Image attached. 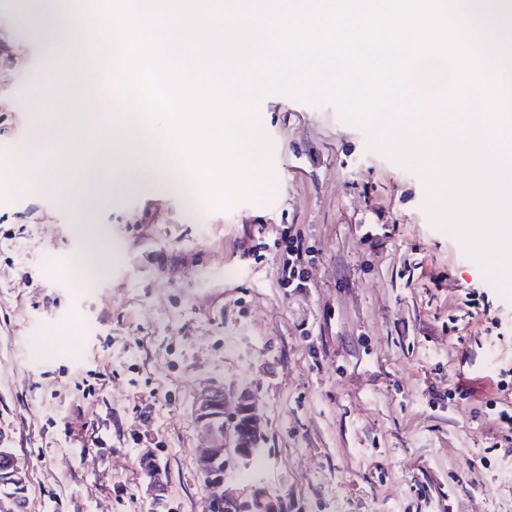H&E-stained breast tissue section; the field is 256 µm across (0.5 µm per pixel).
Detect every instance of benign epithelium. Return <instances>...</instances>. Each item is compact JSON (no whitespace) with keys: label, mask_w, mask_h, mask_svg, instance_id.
<instances>
[{"label":"benign epithelium","mask_w":512,"mask_h":512,"mask_svg":"<svg viewBox=\"0 0 512 512\" xmlns=\"http://www.w3.org/2000/svg\"><path fill=\"white\" fill-rule=\"evenodd\" d=\"M235 409L233 425L220 429L215 420L224 417L227 397L224 386L212 385L204 388L195 401L196 425L205 437L204 446L198 449L197 465L207 488L206 512H217L218 508L237 504V498L224 491L225 456L234 454L249 459L260 450L264 437L261 418L257 412L253 395L247 390L234 393ZM0 457V482L14 488L28 485L27 470L21 468L12 454L3 448ZM140 463L147 479V491L155 505L156 512H172L167 507V480L164 468L150 452L140 457Z\"/></svg>","instance_id":"7a95c632"}]
</instances>
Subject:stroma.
I'll return each mask as SVG.
<instances>
[{
  "instance_id": "stroma-1",
  "label": "stroma",
  "mask_w": 512,
  "mask_h": 512,
  "mask_svg": "<svg viewBox=\"0 0 512 512\" xmlns=\"http://www.w3.org/2000/svg\"><path fill=\"white\" fill-rule=\"evenodd\" d=\"M0 147L34 121L50 45L0 0ZM273 141L259 197L212 209L188 187L132 191L92 223L85 264L74 211L36 181L0 188V431L29 474L28 512H154L139 459L157 456L173 512H203L194 401L208 383L249 390L261 452L226 459L227 488L284 512H512V450L489 402L512 367V292L435 227L424 180L370 150L330 105L270 94ZM311 246L309 286L280 283L276 231ZM484 293L501 334L468 315ZM459 387L446 407L432 391ZM496 407V408H497Z\"/></svg>"
}]
</instances>
